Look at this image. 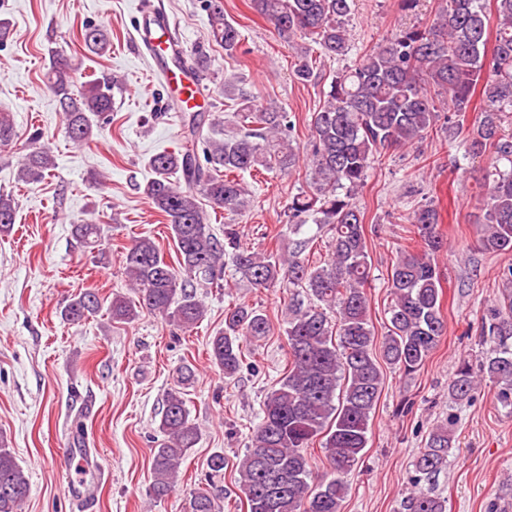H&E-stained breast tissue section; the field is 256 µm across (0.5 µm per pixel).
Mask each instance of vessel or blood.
Segmentation results:
<instances>
[{
  "mask_svg": "<svg viewBox=\"0 0 512 512\" xmlns=\"http://www.w3.org/2000/svg\"><path fill=\"white\" fill-rule=\"evenodd\" d=\"M135 32V44L145 49L178 111H199L200 75L184 61V41L173 17L163 5L148 6L142 11Z\"/></svg>",
  "mask_w": 512,
  "mask_h": 512,
  "instance_id": "obj_1",
  "label": "vessel or blood"
}]
</instances>
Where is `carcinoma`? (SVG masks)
Segmentation results:
<instances>
[{"mask_svg":"<svg viewBox=\"0 0 512 512\" xmlns=\"http://www.w3.org/2000/svg\"><path fill=\"white\" fill-rule=\"evenodd\" d=\"M214 41L233 54L241 31L224 17L222 0H206ZM353 0H251V7L279 36L312 39L321 54L336 60L351 50L347 19ZM497 25L492 52H486L490 14L482 0H437L431 23L407 26L375 46L352 66L331 78L318 71L309 50L297 48L296 80L324 85L323 105L312 113L311 149L300 150L290 132L288 113L265 108L253 96L224 83V96L236 106L239 127L224 133V122L206 123L205 116L186 117L184 146L149 160L154 177L144 193L167 220L177 255L168 264L160 247L139 238L126 248L123 262L132 295L117 294L108 312L114 322L131 323L146 309L168 324L190 332L203 321L206 306L196 287L217 285L224 278V258L253 287L263 290L300 288L308 303L288 305L285 334L288 370L264 397L262 416L238 463V489L248 512H340L347 494L346 478L358 466L367 447L371 413L383 387V372L374 356L366 293L372 262L363 214L354 202L368 171L381 154L423 141L433 130L440 105L455 112L469 109L481 92L480 116L467 140V153L488 156L483 174V250L512 253V0H494ZM85 48L104 55L107 34L97 26L82 33ZM47 84L64 114L70 138L86 143L94 135V120L112 111L118 80L76 83L68 64L50 61ZM16 131L7 113L0 114V146L14 142ZM34 134L19 160L18 177L37 182L54 166V159ZM304 165L308 189L288 203L294 233L312 222L331 235V257L323 265L303 256L305 241L279 254L243 247L231 225L224 240L210 232V213H240L248 191L240 176L264 170L291 171ZM180 174L173 182L171 175ZM204 197L211 208L198 201ZM16 203L0 194V232L15 223ZM410 224L424 242L420 252L401 250L391 265L390 326L382 343L384 361L404 375L419 371L447 330L442 313V288L436 259L445 248L437 231L439 213L426 202L408 213ZM86 247L101 246V227L93 219L73 225ZM98 293L87 289L63 305L60 316L79 323L97 314ZM482 332L497 337L477 363L462 361L448 383L454 402L473 399L485 378L497 385V400L512 408V291L506 289L487 308ZM271 324L262 310L231 303L224 308V329L209 341L208 357L226 378L242 367L243 345L269 336ZM193 373L177 371L167 391L154 449L152 500H162L179 483L181 465L199 443L200 434L187 406L185 386ZM321 441L328 468L313 470L310 448ZM454 435L448 425L435 426L414 463L405 512H447V500L433 494L430 483L448 468ZM30 493L29 478L13 451L0 437V512H21ZM186 512H221L218 495L195 489Z\"/></svg>","mask_w":512,"mask_h":512,"instance_id":"cac0c4a2","label":"carcinoma"}]
</instances>
